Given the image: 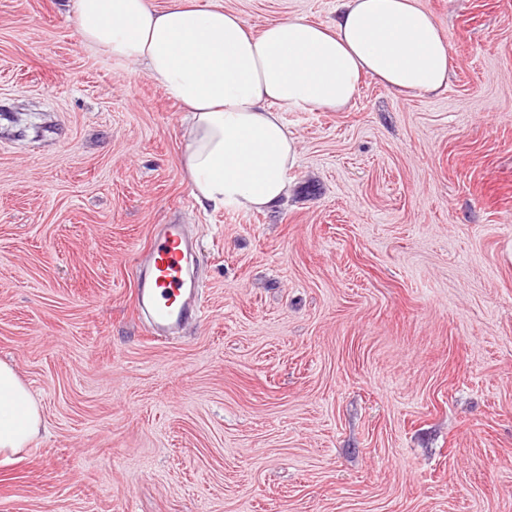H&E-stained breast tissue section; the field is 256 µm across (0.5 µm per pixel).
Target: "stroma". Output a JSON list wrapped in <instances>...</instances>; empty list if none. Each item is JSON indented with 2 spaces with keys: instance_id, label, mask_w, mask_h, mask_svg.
<instances>
[{
  "instance_id": "stroma-1",
  "label": "stroma",
  "mask_w": 512,
  "mask_h": 512,
  "mask_svg": "<svg viewBox=\"0 0 512 512\" xmlns=\"http://www.w3.org/2000/svg\"><path fill=\"white\" fill-rule=\"evenodd\" d=\"M225 2L255 33L338 5ZM423 3L447 88L284 112L263 213L197 205L183 112L69 0H0V360L44 424L0 512H512V0ZM156 224L204 299L163 342L131 271Z\"/></svg>"
}]
</instances>
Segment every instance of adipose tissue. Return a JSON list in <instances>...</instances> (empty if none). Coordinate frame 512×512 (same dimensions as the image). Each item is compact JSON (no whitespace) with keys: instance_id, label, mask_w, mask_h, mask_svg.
Masks as SVG:
<instances>
[{"instance_id":"adipose-tissue-1","label":"adipose tissue","mask_w":512,"mask_h":512,"mask_svg":"<svg viewBox=\"0 0 512 512\" xmlns=\"http://www.w3.org/2000/svg\"><path fill=\"white\" fill-rule=\"evenodd\" d=\"M72 10L83 49L143 68L184 112L183 166L203 207L280 206L298 160L282 110L344 109L366 76L402 94L437 92L451 69L420 0H340L330 25L289 15L257 34L223 0H72ZM42 425L0 361V456L18 454Z\"/></svg>"}]
</instances>
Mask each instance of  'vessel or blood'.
Segmentation results:
<instances>
[{
    "label": "vessel or blood",
    "instance_id": "1",
    "mask_svg": "<svg viewBox=\"0 0 512 512\" xmlns=\"http://www.w3.org/2000/svg\"><path fill=\"white\" fill-rule=\"evenodd\" d=\"M195 245L183 225H156L148 250L133 262L135 302L159 339L176 334L198 316L200 286L190 271Z\"/></svg>",
    "mask_w": 512,
    "mask_h": 512
}]
</instances>
